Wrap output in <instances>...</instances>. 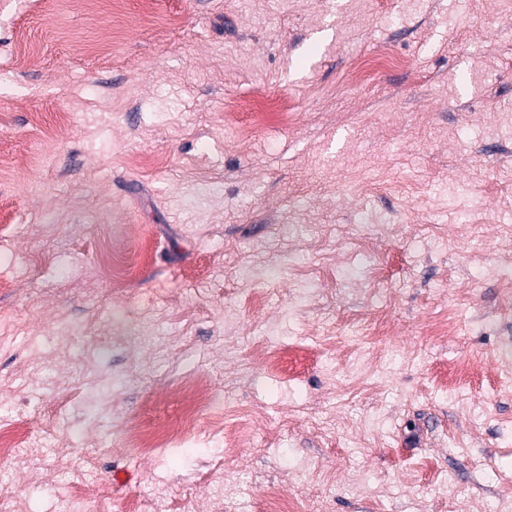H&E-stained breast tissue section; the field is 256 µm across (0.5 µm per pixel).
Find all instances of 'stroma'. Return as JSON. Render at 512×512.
<instances>
[{"label":"stroma","mask_w":512,"mask_h":512,"mask_svg":"<svg viewBox=\"0 0 512 512\" xmlns=\"http://www.w3.org/2000/svg\"><path fill=\"white\" fill-rule=\"evenodd\" d=\"M508 360L512 0H0V512H494ZM179 391L193 401V408L187 411L186 417L179 426L172 429L164 428L160 431H153L139 434L136 441L139 447L150 450L152 448H163L177 440L191 427L196 413L204 409L209 403V391L204 384L198 380L185 382Z\"/></svg>","instance_id":"35a3bbf8"}]
</instances>
